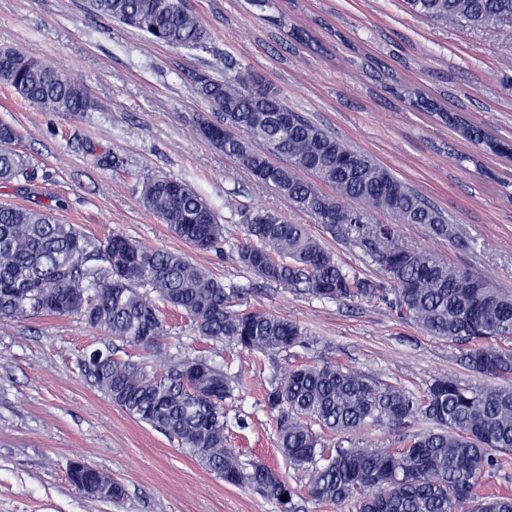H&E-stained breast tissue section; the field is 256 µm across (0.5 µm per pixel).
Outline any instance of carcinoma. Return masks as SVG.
Here are the masks:
<instances>
[{
    "mask_svg": "<svg viewBox=\"0 0 512 512\" xmlns=\"http://www.w3.org/2000/svg\"><path fill=\"white\" fill-rule=\"evenodd\" d=\"M410 10L446 27L459 23L512 28V0H406ZM98 14L157 44L206 52L210 34L182 0H90ZM291 42L307 46L310 33L275 20ZM248 69L209 81L201 95L217 113L207 138L257 181L313 213L333 232L352 235L383 272L376 284L343 268L307 225L255 210L244 215L246 235L235 247L238 265L268 283L319 300L379 298L426 334L468 345L461 362L504 384L469 386L438 377L417 395L334 361L292 366L273 376L264 404L276 415L277 448L288 468L307 477V494L323 503H357L358 512H512V495L480 498L477 487L512 465V352L497 346L512 338V292L449 265L437 253L398 242L400 224L463 247L447 215L372 156L354 148L288 107L272 88L255 90ZM0 83L49 112L79 115L95 104L87 89L19 51H0ZM410 105L460 130L495 154L512 156L501 140L450 112L425 92ZM21 134L0 122V183L29 179ZM314 176L336 191L332 198L302 178ZM142 203L171 232L199 251H217L224 226L188 182L157 177L146 182ZM392 223L373 224L374 212ZM242 290L212 277L184 255L157 249L116 232L95 244L72 224L34 208L0 205V320L77 316L130 345L159 349L167 330L157 303L186 315L199 335L230 350L283 353L307 332L296 322L260 310H237ZM84 372L113 403L151 428L176 438L189 455L224 480L246 486L298 512V490L277 470L246 469L224 438V401L235 380L208 358H168L149 376L138 365L95 348ZM426 427L401 446L348 447L325 434H349L369 423Z\"/></svg>",
    "mask_w": 512,
    "mask_h": 512,
    "instance_id": "1",
    "label": "carcinoma"
}]
</instances>
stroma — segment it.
I'll return each instance as SVG.
<instances>
[{"instance_id":"obj_1","label":"stroma","mask_w":512,"mask_h":512,"mask_svg":"<svg viewBox=\"0 0 512 512\" xmlns=\"http://www.w3.org/2000/svg\"><path fill=\"white\" fill-rule=\"evenodd\" d=\"M206 24L210 48L177 50L96 16L89 0H0V49L12 48L83 84L95 111L48 112L0 84V120L22 133L32 180L0 184V204L51 210L101 240L120 231L179 252L213 277L244 289V304L296 321L311 341L290 353L228 352L198 336L188 319L164 309L162 350L132 346L75 317L0 323V512H278L247 488L225 485L177 440L129 415L80 367L82 355L109 347L156 375L167 355L205 356L243 378L224 404V435L243 465H281L276 424L263 402L273 369L335 360L423 392L435 377L468 385L488 377L460 363L459 343L434 338L378 299L310 298L239 267L231 252L242 215L279 212L307 225L347 269L382 280L362 245L332 233L259 183L204 135L214 121L198 81L224 77L232 59L277 90L295 111L371 155L447 213L467 240L457 248L421 226L403 224V242L512 290V160L486 152L429 113L404 90L418 88L494 136L512 140V32L444 28L411 13L404 0H277L262 11L249 0H186ZM287 12L315 47L292 46L273 19ZM385 62L378 77L369 62ZM473 156L460 166L458 153ZM183 179L224 226L223 253L192 248L140 203L147 179ZM81 459L125 489L121 504L91 499L67 480Z\"/></svg>"}]
</instances>
